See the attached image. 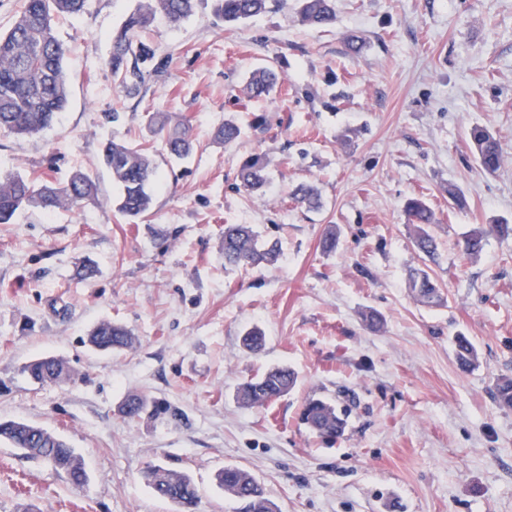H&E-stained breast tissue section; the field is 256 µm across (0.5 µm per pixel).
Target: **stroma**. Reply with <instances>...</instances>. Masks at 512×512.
I'll return each instance as SVG.
<instances>
[{"label": "stroma", "instance_id": "obj_1", "mask_svg": "<svg viewBox=\"0 0 512 512\" xmlns=\"http://www.w3.org/2000/svg\"><path fill=\"white\" fill-rule=\"evenodd\" d=\"M138 0H89L59 19L68 48V103L41 134L0 132V174L96 179L95 202L38 210L0 224V420H23L65 439L88 479L71 486L49 463L0 442V512H175L142 478L165 465L193 477L196 512H235L216 472L251 473L279 512H512V409L492 396L512 376V238L490 236L482 257L463 258L471 224H512V0H336V22L299 24L271 7L228 26L197 0L179 23L157 17L143 39L161 70L145 96H129L108 64L112 35ZM356 33L364 47L347 53ZM264 66L277 88L243 87ZM177 112L195 149L171 158L147 128L148 113ZM267 119L264 129L255 116ZM237 144L215 142L228 117ZM499 139L501 168L479 167L469 130ZM149 142L162 175L148 213L115 207L104 167L109 140ZM269 160L263 194L237 179L244 157ZM315 184L320 209L296 206L291 189ZM467 198L448 206L447 185ZM424 198L439 221L434 274L447 299L429 309L408 288L422 260L404 204ZM228 224H251L282 244L272 266L229 268ZM336 224V252L321 235ZM97 268L88 280L76 269ZM379 313L367 328L364 311ZM112 321L136 342L121 353L87 343ZM266 335L263 353L241 345ZM465 334L479 363L464 370L453 338ZM65 359L70 380L38 384L23 367ZM274 365L298 376L259 408L235 394ZM140 393L178 408L179 419L130 422L118 407ZM349 412L329 445L301 421L309 398Z\"/></svg>", "mask_w": 512, "mask_h": 512}]
</instances>
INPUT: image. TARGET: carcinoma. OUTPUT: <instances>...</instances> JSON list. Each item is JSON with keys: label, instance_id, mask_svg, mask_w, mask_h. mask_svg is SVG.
<instances>
[{"label": "carcinoma", "instance_id": "1", "mask_svg": "<svg viewBox=\"0 0 512 512\" xmlns=\"http://www.w3.org/2000/svg\"><path fill=\"white\" fill-rule=\"evenodd\" d=\"M87 0H25L9 29L0 34V130L18 136L37 134L50 127L67 103L66 49L58 38L54 19L83 12ZM195 0H140L122 27L112 37L109 60L113 77L127 94L139 93L150 76L145 64L154 54L139 39L158 16L172 22L188 17ZM270 0H211L216 17L226 24H235L266 12ZM291 5L297 22L324 27L336 21L335 0H278ZM278 84L272 66L254 70L245 86L251 96L270 94ZM150 132L159 137L168 152L177 158L188 156L194 149L192 125L169 112L148 114ZM241 137V127L232 119L224 121L215 132V139L232 145ZM470 142L481 169L496 173L503 154L496 137L481 126L469 132ZM103 162L119 187L117 210L123 216L136 219L147 213L152 203V190L160 174L149 149L142 144L116 142L105 144ZM267 158L260 154L249 156L241 164L238 177L248 192L259 193L266 183ZM97 185L83 172L73 173L67 181L55 183L40 177L29 178L20 173L0 176V224H11L17 212L39 208L46 212L57 209H77L95 200ZM298 205L318 210L322 206L319 189L301 184L291 193ZM404 211L413 226L417 250L429 261H436L437 246L434 228L438 224L435 211L422 199L411 198ZM492 233L500 237L512 235L511 224H473L463 234L462 252L470 260L481 256ZM339 241L336 225L326 227L321 239L325 253H333ZM280 255L278 243H262L251 224L224 225V266L239 267L272 265ZM408 287L416 300L426 307H440L445 296L428 265L411 273ZM135 337L125 326L112 321L100 323L90 333L89 342L101 351L120 352L133 346ZM265 336L250 330L243 337V346L257 354L265 348ZM455 355L463 368L475 365L479 359L475 344L464 334L455 337ZM29 376L43 384L61 383L70 378L66 362L54 356L37 358L26 367ZM295 373L286 366L274 367L242 383L237 391L238 402L249 408L263 407L287 394L295 387ZM493 398L503 407L512 409V376L497 379ZM128 421L146 416L168 414L175 418L176 409L146 395L128 396L119 408ZM301 420L316 437L329 442L343 438L347 412L332 402L310 398L306 401ZM7 440L31 459L49 462L64 474L74 487L85 484L86 470L81 458L69 444L54 433L23 421L0 422V439ZM144 479L154 495L174 504L177 512H191L199 499L191 476L185 471L153 466L144 472ZM217 485L239 503L238 512H277L274 503L252 475L239 467L226 466L216 474Z\"/></svg>", "mask_w": 512, "mask_h": 512}]
</instances>
